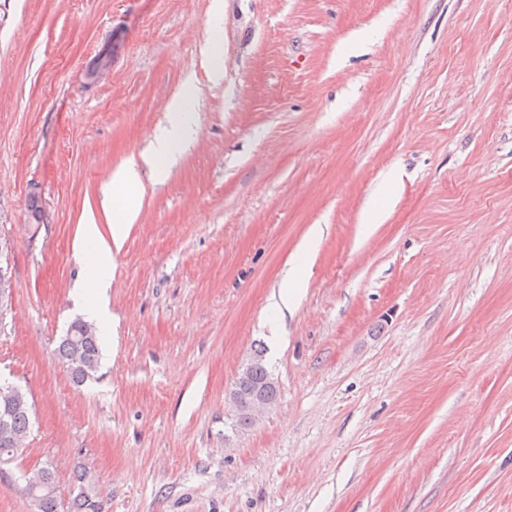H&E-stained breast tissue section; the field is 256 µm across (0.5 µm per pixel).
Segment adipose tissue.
Listing matches in <instances>:
<instances>
[{
	"label": "adipose tissue",
	"mask_w": 512,
	"mask_h": 512,
	"mask_svg": "<svg viewBox=\"0 0 512 512\" xmlns=\"http://www.w3.org/2000/svg\"><path fill=\"white\" fill-rule=\"evenodd\" d=\"M167 111V123L155 130L150 149L141 162H128L112 174L109 185L111 189L122 191L123 196L119 207L121 218L112 226L111 239H104L95 223L82 227L83 246L78 255L82 270L79 288L94 290L97 296L95 302L84 306L90 319L102 321L108 316L105 299L111 280L112 248L122 240L125 221L133 219L138 212V199L129 193L128 188L139 180V165H146L153 178L162 179L181 148L192 142L196 135L195 115L187 107L185 96L172 98Z\"/></svg>",
	"instance_id": "1"
}]
</instances>
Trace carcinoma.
<instances>
[{"mask_svg":"<svg viewBox=\"0 0 512 512\" xmlns=\"http://www.w3.org/2000/svg\"><path fill=\"white\" fill-rule=\"evenodd\" d=\"M58 358L63 363H70L68 373L74 384L81 386L97 380L101 351L96 333L83 321L73 322L58 347ZM278 397V382L266 366L264 349H256L236 377L231 392L238 426L245 429L254 422L253 410L243 407L241 400L270 407ZM30 410L25 394L17 392L9 414L8 430H3L0 425V467L13 463L19 457L13 448L27 437ZM77 483L79 492L72 499L71 512H99L87 473L79 475ZM25 491L36 512H58L55 477L49 469H41L36 478L26 480Z\"/></svg>","mask_w":512,"mask_h":512,"instance_id":"carcinoma-1","label":"carcinoma"}]
</instances>
